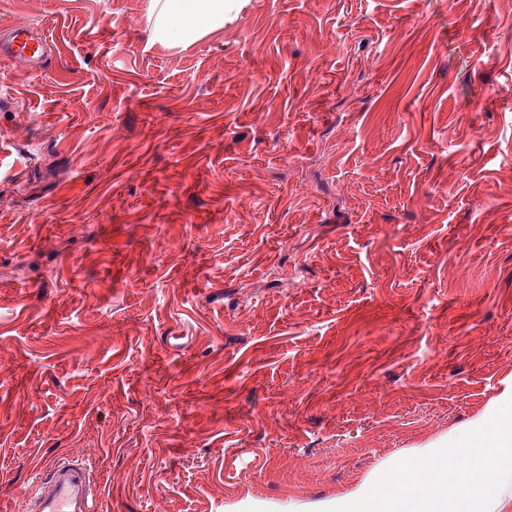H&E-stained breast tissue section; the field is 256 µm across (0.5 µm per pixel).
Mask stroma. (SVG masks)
Segmentation results:
<instances>
[{
	"label": "stroma",
	"mask_w": 512,
	"mask_h": 512,
	"mask_svg": "<svg viewBox=\"0 0 512 512\" xmlns=\"http://www.w3.org/2000/svg\"><path fill=\"white\" fill-rule=\"evenodd\" d=\"M147 3L0 0V512H320L512 388V0ZM236 0H150L146 14L154 35L173 48L220 28ZM49 44L29 28L9 27L0 34V57H26L33 70H40ZM35 496L26 498L28 512H97L96 485L90 471L79 462L55 460Z\"/></svg>",
	"instance_id": "1"
}]
</instances>
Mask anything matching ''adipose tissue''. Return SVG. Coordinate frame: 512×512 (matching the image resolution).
<instances>
[{"instance_id": "1", "label": "adipose tissue", "mask_w": 512, "mask_h": 512, "mask_svg": "<svg viewBox=\"0 0 512 512\" xmlns=\"http://www.w3.org/2000/svg\"><path fill=\"white\" fill-rule=\"evenodd\" d=\"M236 8L235 0H149L146 19L155 36L177 48L222 27Z\"/></svg>"}]
</instances>
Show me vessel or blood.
<instances>
[{
    "label": "vessel or blood",
    "instance_id": "vessel-or-blood-1",
    "mask_svg": "<svg viewBox=\"0 0 512 512\" xmlns=\"http://www.w3.org/2000/svg\"><path fill=\"white\" fill-rule=\"evenodd\" d=\"M49 44L31 29L10 27L0 31V57L27 58L40 69ZM96 485L90 471L77 462L54 461L35 496L26 499V512H97Z\"/></svg>",
    "mask_w": 512,
    "mask_h": 512
}]
</instances>
